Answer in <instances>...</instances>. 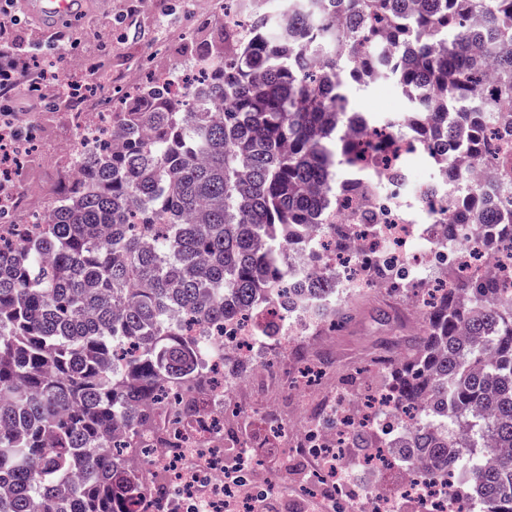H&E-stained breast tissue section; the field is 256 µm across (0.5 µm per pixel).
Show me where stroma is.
<instances>
[{
	"label": "stroma",
	"instance_id": "1",
	"mask_svg": "<svg viewBox=\"0 0 512 512\" xmlns=\"http://www.w3.org/2000/svg\"><path fill=\"white\" fill-rule=\"evenodd\" d=\"M223 23L224 0H151L147 9L139 8L135 0H108L106 8L74 16L68 27L61 29V36L72 37L77 46L59 56L58 71L70 78L89 77L92 103L97 106L115 98L105 72L137 84L146 69L184 68L201 50L219 40ZM0 39L8 43L14 58L26 61L35 46L48 42L49 34L24 18L17 23L6 21ZM92 60L100 67L93 75L87 72ZM14 94L24 108L22 116L27 124L39 129L34 149L15 175L17 188L27 196V207L14 213L12 221L25 224L54 202L67 174V160L60 150L75 143L78 132L70 112L55 100V84H43L35 94L21 84ZM350 102L355 112L379 108L398 113L406 107L390 83L354 92ZM356 306L351 321L333 339H309L310 345L330 351L335 358L331 370L318 377V385L353 392L355 370L372 358L378 341L401 336L398 313L386 295L366 294ZM267 458L274 484L268 503L271 512H295L296 501L304 492L302 465L289 462L287 449L281 447L268 449Z\"/></svg>",
	"mask_w": 512,
	"mask_h": 512
}]
</instances>
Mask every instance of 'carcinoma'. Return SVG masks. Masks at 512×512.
I'll return each instance as SVG.
<instances>
[{
    "label": "carcinoma",
    "instance_id": "1",
    "mask_svg": "<svg viewBox=\"0 0 512 512\" xmlns=\"http://www.w3.org/2000/svg\"><path fill=\"white\" fill-rule=\"evenodd\" d=\"M248 35L222 29L192 99L150 80L117 102L112 140L79 161L29 232L0 236V512H148L138 432L148 404L182 391L187 416L212 378L201 349L172 324L179 312L216 325L238 310L301 304L316 324L344 327L350 308L314 276L292 286L309 226L337 203L333 163H373L408 131L431 152L441 184L465 201L437 246L465 236L487 252L512 247V0H291L286 22L257 12ZM395 45L390 53L385 45ZM492 76L495 92L479 94ZM399 89L407 111L353 115L349 90L373 79ZM490 159L494 185L461 179L458 157ZM359 220L377 215L358 188ZM349 247L350 224L327 225ZM374 289L407 308L414 289L376 258ZM435 288L404 352L372 358L381 388L415 427L405 467L432 484L457 471L451 494L481 512H512V292L496 277ZM252 364L224 354V377ZM348 447L369 462L388 429L344 415Z\"/></svg>",
    "mask_w": 512,
    "mask_h": 512
}]
</instances>
